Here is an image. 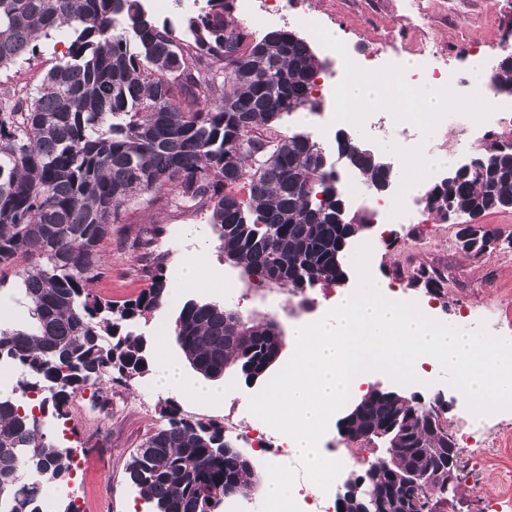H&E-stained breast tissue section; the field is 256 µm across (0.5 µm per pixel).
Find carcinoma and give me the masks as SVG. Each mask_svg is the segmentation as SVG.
Listing matches in <instances>:
<instances>
[{"label": "carcinoma", "mask_w": 512, "mask_h": 512, "mask_svg": "<svg viewBox=\"0 0 512 512\" xmlns=\"http://www.w3.org/2000/svg\"><path fill=\"white\" fill-rule=\"evenodd\" d=\"M225 11L226 0H201L178 31L138 0H0V71L41 54L50 32L72 33L36 95L0 97V286L17 278L29 316L22 326L0 321V364L18 369L14 390L35 401L28 409L0 396V512H42L43 483L71 473L73 449L48 437L42 416L67 417L73 394L107 372L121 380L152 367L138 323L165 301L163 261L154 260L150 287L121 304L88 289L127 204L176 192L175 205L209 213L219 248L255 287H286L305 307L313 288L345 278L336 254L374 223V213L351 211L337 168L376 193L394 185L382 157L355 138L337 132L329 147L308 133L275 134L283 117L319 109L312 92L324 63L293 31L254 40L228 28ZM497 71L498 91L512 93V52ZM423 197L431 212L441 202L471 220L509 209L512 148H487L473 169L438 179ZM409 284L447 295L434 268L418 267ZM245 322L243 340L224 307L189 299L175 341L198 374L233 367L247 381L267 373L283 332L271 318ZM443 405L371 389L338 422L350 441L387 448L399 439V468L435 484L414 512L448 504V464L460 448L437 421ZM163 414L166 425L126 468L154 512H215L258 480L218 424L193 422L172 401ZM372 489L385 507L412 492L368 466L343 484L345 512H374Z\"/></svg>", "instance_id": "1"}]
</instances>
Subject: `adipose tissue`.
<instances>
[{
  "label": "adipose tissue",
  "mask_w": 512,
  "mask_h": 512,
  "mask_svg": "<svg viewBox=\"0 0 512 512\" xmlns=\"http://www.w3.org/2000/svg\"><path fill=\"white\" fill-rule=\"evenodd\" d=\"M339 102L355 112L371 109H390L393 106L386 86L367 77H356L336 88ZM399 168L407 175L404 183L408 192L414 193L433 182L440 172L451 165L452 160L445 155L432 154L424 149H403L397 154ZM178 278L182 283L200 289L223 283L224 272L211 266L204 257L203 250L188 251L182 258ZM165 336H157L155 357V388L158 393L182 399L217 405L224 400L223 387L201 381L187 373L184 367L166 353Z\"/></svg>",
  "instance_id": "ef3b65f1"
}]
</instances>
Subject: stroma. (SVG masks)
Instances as JSON below:
<instances>
[{"label":"stroma","mask_w":512,"mask_h":512,"mask_svg":"<svg viewBox=\"0 0 512 512\" xmlns=\"http://www.w3.org/2000/svg\"><path fill=\"white\" fill-rule=\"evenodd\" d=\"M321 17L326 30L337 32L342 44L358 58L378 56L386 62L411 59L418 46L436 40L449 50L448 64L463 75H470V64L461 46L480 45L492 57L502 53L504 34L512 29V0H431L423 22L413 20L414 0H308ZM458 12L461 23L449 24L448 11ZM69 36L52 33L42 41L40 56L0 72V88L17 86L34 92L55 54L65 53ZM458 227L427 213L415 224H378L358 237V244L371 248L368 268L387 291L429 307L439 321L466 332L486 329L490 334L512 339V248L503 247L478 257L460 252L456 246ZM395 237V247L384 244ZM152 240L145 248L144 240ZM202 242L206 260L223 269L234 290L221 294L218 289L200 290L179 283L178 261L193 242ZM106 260L104 275L95 280L92 294L121 302L136 297L151 280L148 250L164 254L168 283L177 288L176 298L153 312L140 331L156 336L158 326H172L183 302L189 299L215 301L243 314L265 315L290 331L300 321L310 320L332 308L339 287L315 288L312 305L303 308L299 300L283 288H254L240 269L225 263L219 240L205 213L195 212L159 200L152 205H134L125 213L119 231L102 245ZM439 270L445 277L447 296L437 297L422 288L408 285V275L418 266ZM443 368L430 367L424 384H401L389 374L376 371L368 376L364 390L381 389L424 398L442 397L448 403L449 430L461 450L458 479L449 491L448 512H490L495 500L512 492V409L482 417L463 409L453 387L443 382ZM224 403L207 406L179 400L181 414L191 420L223 423L225 411H232L239 427L255 421L248 400L258 386H247L234 369L221 378ZM164 395L155 391L152 375L127 380L101 381L77 391L68 418L48 419L51 439L74 448L86 462V473H74L62 482L45 484L43 495L53 512L75 501L80 512H151L138 489L125 479V468L142 441L165 424L162 415Z\"/></svg>","instance_id":"1"}]
</instances>
